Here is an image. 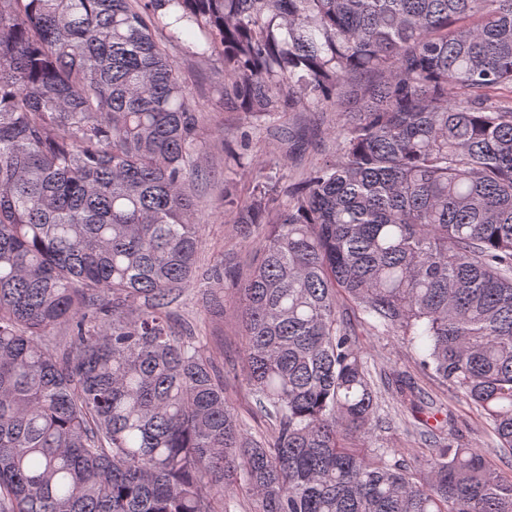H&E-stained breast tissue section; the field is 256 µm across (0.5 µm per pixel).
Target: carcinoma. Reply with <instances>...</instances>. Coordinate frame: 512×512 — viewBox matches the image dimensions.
Wrapping results in <instances>:
<instances>
[{"label":"carcinoma","mask_w":512,"mask_h":512,"mask_svg":"<svg viewBox=\"0 0 512 512\" xmlns=\"http://www.w3.org/2000/svg\"><path fill=\"white\" fill-rule=\"evenodd\" d=\"M161 27L241 112H339L300 186L221 189L264 438L168 321L210 168ZM359 327L512 454V0H0V512H512L480 449L368 446Z\"/></svg>","instance_id":"obj_1"}]
</instances>
